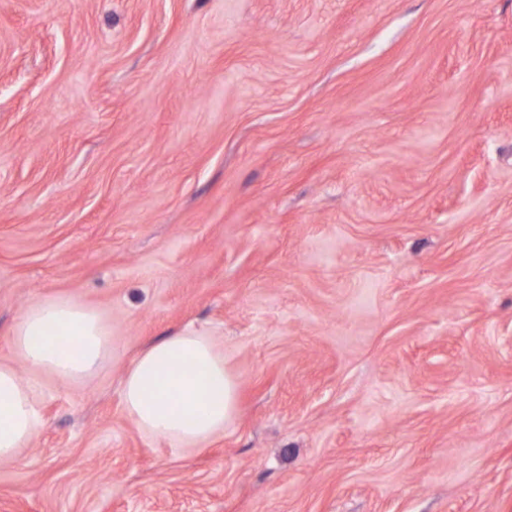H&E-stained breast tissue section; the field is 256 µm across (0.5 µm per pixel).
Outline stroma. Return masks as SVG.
<instances>
[{
    "instance_id": "35a3bbf8",
    "label": "stroma",
    "mask_w": 512,
    "mask_h": 512,
    "mask_svg": "<svg viewBox=\"0 0 512 512\" xmlns=\"http://www.w3.org/2000/svg\"><path fill=\"white\" fill-rule=\"evenodd\" d=\"M44 298L92 376L12 350ZM188 325L202 448L120 395ZM0 361L44 420L0 512H512V0H0ZM19 358L62 382L91 375L112 355V328L97 308L65 298L30 303L9 333ZM124 411L176 445L202 446L238 408V382L207 333L185 328L142 350L121 381Z\"/></svg>"
}]
</instances>
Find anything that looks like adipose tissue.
Wrapping results in <instances>:
<instances>
[{
  "mask_svg": "<svg viewBox=\"0 0 512 512\" xmlns=\"http://www.w3.org/2000/svg\"><path fill=\"white\" fill-rule=\"evenodd\" d=\"M19 358L63 382L91 375L112 354V329L97 308L65 298L30 303L9 333ZM35 381L0 362V461L14 459L43 420ZM124 411L139 428L176 445L201 446L238 408V382L207 333L186 328L142 350L121 381Z\"/></svg>",
  "mask_w": 512,
  "mask_h": 512,
  "instance_id": "1",
  "label": "adipose tissue"
}]
</instances>
